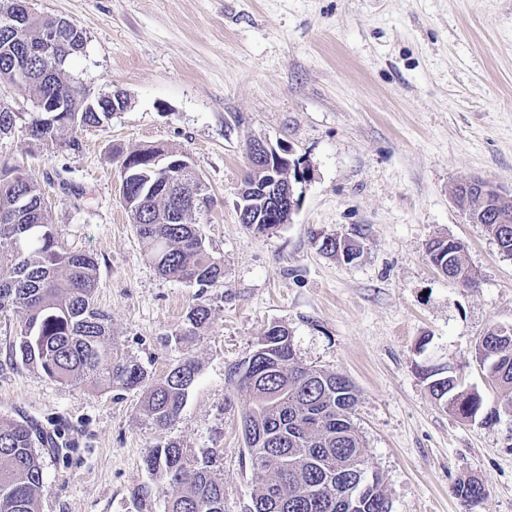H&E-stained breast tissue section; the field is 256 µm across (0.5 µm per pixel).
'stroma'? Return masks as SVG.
<instances>
[{"label":"stroma","instance_id":"stroma-1","mask_svg":"<svg viewBox=\"0 0 512 512\" xmlns=\"http://www.w3.org/2000/svg\"><path fill=\"white\" fill-rule=\"evenodd\" d=\"M86 33L69 63L91 94L124 91L103 127L74 129L79 150L0 139L51 206L60 245L94 255L96 307L113 339L163 375L198 364L177 421L152 425L137 390L64 385L21 362L20 331L0 312V415L58 429L43 450L41 512H165L166 480L144 459L177 440L217 449L224 512H249L240 420L252 401L227 371L274 324L304 366L354 384V424L391 512H463L452 488L479 477L476 512H512V416L482 425L431 397L421 367L444 368L487 403L496 392L476 354L512 324V258L452 198L479 178L512 198V0H35ZM255 138L279 143L304 177L289 223L265 235L240 223L237 193ZM146 145L185 154L214 204L197 221L224 260L223 287L159 274L119 197L122 155ZM360 235L351 263L319 250L324 234ZM452 237L478 285L448 280L426 243ZM211 318L184 342L186 312Z\"/></svg>","mask_w":512,"mask_h":512}]
</instances>
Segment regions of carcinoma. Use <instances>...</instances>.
Returning a JSON list of instances; mask_svg holds the SVG:
<instances>
[{
  "mask_svg": "<svg viewBox=\"0 0 512 512\" xmlns=\"http://www.w3.org/2000/svg\"><path fill=\"white\" fill-rule=\"evenodd\" d=\"M15 2L0 0V82L14 81L13 67L23 57L31 86L72 111L45 117L38 112H6L1 100L0 136L18 131L47 148L76 150L79 141L64 139V132L75 125L103 126L112 107H128V97L121 91L108 92L94 108H85V87L66 69L79 51L50 46L57 67L45 72L39 59L27 53L44 46L53 17L17 13ZM160 155L162 150L148 146L122 158L121 165L133 173L125 207L160 274L198 286L202 297L224 287V261L209 251L193 220L212 198L191 167L181 168V187L167 189L152 171ZM269 181L267 172L259 169L249 170L243 181L249 187L243 200L250 217L245 226L258 234L290 221V211L273 215L266 209L262 190ZM500 215L512 220V200L478 192L470 197L469 217L485 225L501 252L512 257V223H495ZM463 253V244L449 237L435 238L426 246V257L437 270L474 288L477 279ZM97 275L91 254L59 244L38 183L22 166L0 162V311L10 310L20 319L22 362L61 384L89 382L103 389L140 390L148 420L168 427L186 403L198 366L185 357L155 379L135 357L106 342L111 319L94 305ZM210 316L205 302L193 305L175 341L197 335ZM500 329L491 328L478 344L480 350H492L483 365L497 389L498 406L487 407L479 391L460 388L451 375L431 368L420 371L432 398L461 419L479 416L482 424L491 426L500 421L501 413L512 414V330L505 335ZM228 383L252 397V406L241 419L252 473L250 512H391L379 474L362 486L351 485L365 471L367 460V448L353 422L354 386L342 374L297 364L287 326L269 327L249 355L228 372ZM47 442L38 425L22 417L0 416V512H40L41 446ZM218 459L212 449L196 453L176 440L154 447L145 465L171 487L165 512H224V484L214 474ZM336 470L342 472L341 481L325 479L327 472ZM453 494L464 512H473L486 490L472 476L458 481Z\"/></svg>",
  "mask_w": 512,
  "mask_h": 512,
  "instance_id": "1",
  "label": "carcinoma"
}]
</instances>
